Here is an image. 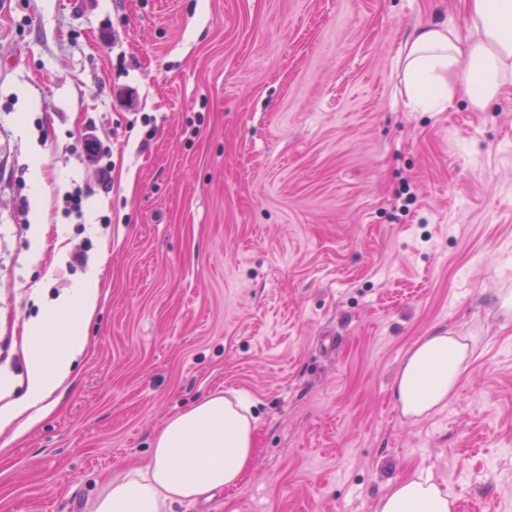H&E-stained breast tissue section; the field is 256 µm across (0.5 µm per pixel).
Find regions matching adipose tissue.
<instances>
[{
	"mask_svg": "<svg viewBox=\"0 0 512 512\" xmlns=\"http://www.w3.org/2000/svg\"><path fill=\"white\" fill-rule=\"evenodd\" d=\"M472 38L460 42L445 23L416 26L399 58L409 102L419 112H435L456 91L470 106L486 109L512 81V0H466ZM100 298L96 275L43 311L37 329L25 338L28 387L12 399L13 380L0 376V432L27 425L35 412L70 377L83 351V330ZM469 345L462 336L437 330L406 353L395 381L401 413L424 417L447 406L467 369ZM256 419L250 401L215 393L172 416L155 434L144 466L112 480L91 501L89 512H169L177 502L210 500L237 487L256 450ZM448 493L431 474L391 482L378 512H452Z\"/></svg>",
	"mask_w": 512,
	"mask_h": 512,
	"instance_id": "1",
	"label": "adipose tissue"
}]
</instances>
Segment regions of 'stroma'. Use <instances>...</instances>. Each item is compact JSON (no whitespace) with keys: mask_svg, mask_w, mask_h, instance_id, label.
Here are the masks:
<instances>
[{"mask_svg":"<svg viewBox=\"0 0 512 512\" xmlns=\"http://www.w3.org/2000/svg\"><path fill=\"white\" fill-rule=\"evenodd\" d=\"M433 21L470 35L465 0H0L16 396L32 322L87 268L101 288L53 405L0 433V512H88L217 391L251 396L257 454L171 512H377L421 471L454 512H512V85L483 111L460 93L414 111L397 58ZM90 126L109 193L65 149ZM439 328L471 346L464 379L403 416L399 365Z\"/></svg>","mask_w":512,"mask_h":512,"instance_id":"1","label":"stroma"}]
</instances>
